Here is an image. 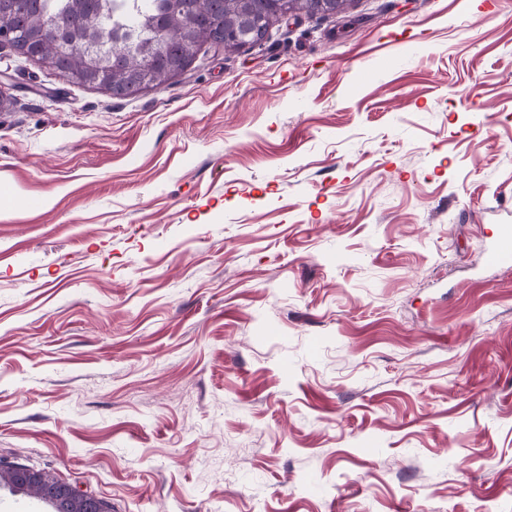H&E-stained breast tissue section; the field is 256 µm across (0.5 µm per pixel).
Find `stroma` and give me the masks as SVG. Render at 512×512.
Returning a JSON list of instances; mask_svg holds the SVG:
<instances>
[{"label": "stroma", "mask_w": 512, "mask_h": 512, "mask_svg": "<svg viewBox=\"0 0 512 512\" xmlns=\"http://www.w3.org/2000/svg\"><path fill=\"white\" fill-rule=\"evenodd\" d=\"M0 83V196L44 201L0 210V458L111 512H512V0ZM485 263L488 266L512 265V226L501 224L492 245L485 251Z\"/></svg>", "instance_id": "stroma-1"}]
</instances>
